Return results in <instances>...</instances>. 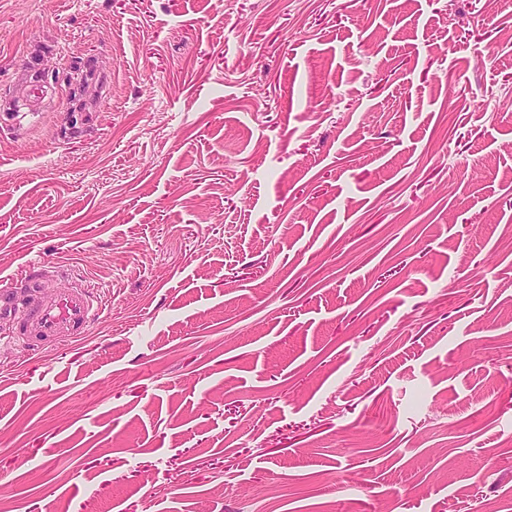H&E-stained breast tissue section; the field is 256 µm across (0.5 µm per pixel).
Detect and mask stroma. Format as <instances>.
I'll return each instance as SVG.
<instances>
[{
    "label": "stroma",
    "mask_w": 512,
    "mask_h": 512,
    "mask_svg": "<svg viewBox=\"0 0 512 512\" xmlns=\"http://www.w3.org/2000/svg\"><path fill=\"white\" fill-rule=\"evenodd\" d=\"M0 512H512V8L0 0ZM64 274L57 266L33 264L15 286L0 291V319L16 322L18 339L36 344L44 340L77 343L106 310V302L82 281L51 290ZM28 289L44 293L36 308L26 306L18 295Z\"/></svg>",
    "instance_id": "1"
}]
</instances>
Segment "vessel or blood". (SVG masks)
I'll use <instances>...</instances> for the list:
<instances>
[{"label": "vessel or blood", "instance_id": "1", "mask_svg": "<svg viewBox=\"0 0 512 512\" xmlns=\"http://www.w3.org/2000/svg\"><path fill=\"white\" fill-rule=\"evenodd\" d=\"M63 271L57 266L33 265L15 286L0 291V319L17 324L19 339L76 343L83 340L107 304L93 287L78 281L72 287H57ZM34 289L43 292L41 303L26 306L19 294Z\"/></svg>", "mask_w": 512, "mask_h": 512}]
</instances>
